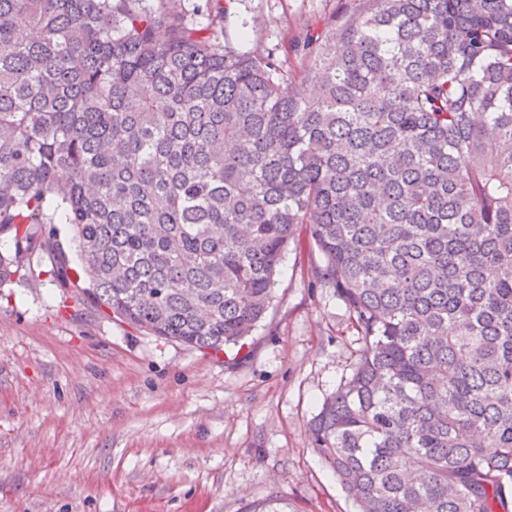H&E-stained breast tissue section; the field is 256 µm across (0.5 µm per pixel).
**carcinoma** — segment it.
Masks as SVG:
<instances>
[{"label":"carcinoma","mask_w":512,"mask_h":512,"mask_svg":"<svg viewBox=\"0 0 512 512\" xmlns=\"http://www.w3.org/2000/svg\"><path fill=\"white\" fill-rule=\"evenodd\" d=\"M181 2L0 0V285L68 278L32 231L68 224L94 304L217 353L306 246L360 344L308 428L356 512H509L512 0H363L310 98Z\"/></svg>","instance_id":"carcinoma-1"}]
</instances>
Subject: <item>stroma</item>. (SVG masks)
Segmentation results:
<instances>
[{
  "label": "stroma",
  "mask_w": 512,
  "mask_h": 512,
  "mask_svg": "<svg viewBox=\"0 0 512 512\" xmlns=\"http://www.w3.org/2000/svg\"><path fill=\"white\" fill-rule=\"evenodd\" d=\"M240 51L292 60L360 0H222ZM244 359L120 322L37 253L0 285V512H355L306 430L350 373L347 313L288 253Z\"/></svg>",
  "instance_id": "35a3bbf8"
}]
</instances>
